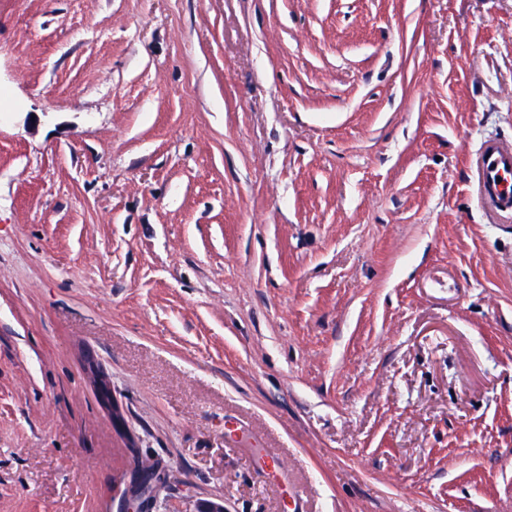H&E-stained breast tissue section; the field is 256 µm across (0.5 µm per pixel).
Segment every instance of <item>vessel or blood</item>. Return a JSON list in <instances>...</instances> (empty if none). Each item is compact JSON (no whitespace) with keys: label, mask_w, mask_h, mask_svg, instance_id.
<instances>
[{"label":"vessel or blood","mask_w":512,"mask_h":512,"mask_svg":"<svg viewBox=\"0 0 512 512\" xmlns=\"http://www.w3.org/2000/svg\"><path fill=\"white\" fill-rule=\"evenodd\" d=\"M475 166L482 205L503 219H512V144L486 140Z\"/></svg>","instance_id":"vessel-or-blood-1"}]
</instances>
